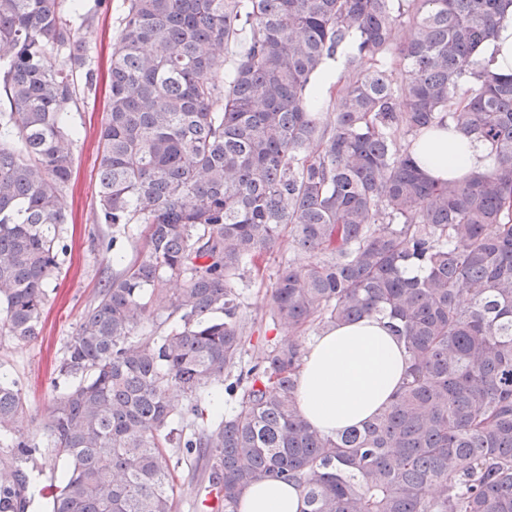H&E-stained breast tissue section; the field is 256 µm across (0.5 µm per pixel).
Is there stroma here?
<instances>
[{
  "label": "stroma",
  "instance_id": "35a3bbf8",
  "mask_svg": "<svg viewBox=\"0 0 512 512\" xmlns=\"http://www.w3.org/2000/svg\"><path fill=\"white\" fill-rule=\"evenodd\" d=\"M121 4L122 0H110L105 9L96 0L79 2L78 15L92 23L90 55L97 83L65 114L66 124L78 136L73 146V176L62 196L67 222L60 227L59 272L51 284L40 335L20 343L0 334V373L21 389L26 413L20 429L38 442L45 439L50 408L58 394L51 383L53 371L84 312L96 301L104 281L143 252L140 226L127 231L101 223L97 197L99 131L106 118L108 67L119 33ZM288 259L300 266L309 261L308 255L297 253L284 241L277 245L266 277L236 283L248 316L256 320L253 344L271 343L287 334L285 328L273 324L264 296L271 284L270 273Z\"/></svg>",
  "mask_w": 512,
  "mask_h": 512
}]
</instances>
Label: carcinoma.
I'll return each instance as SVG.
<instances>
[{
    "mask_svg": "<svg viewBox=\"0 0 512 512\" xmlns=\"http://www.w3.org/2000/svg\"><path fill=\"white\" fill-rule=\"evenodd\" d=\"M64 2L0 0V327L19 342L58 269L63 113L94 81L90 24ZM510 16L512 0H123L98 201L102 223L144 226L145 252L68 342L45 444L0 378V512H28L37 454L65 464L49 512H174L172 448L205 462L210 512H238L263 478L298 487L303 512H512V75L475 68ZM398 26L396 85L382 58ZM336 60L324 114L311 89ZM446 118L491 145L489 171L421 172L411 145ZM284 236L316 260L278 265L273 319L293 333L381 314L409 360L391 402L334 437L300 417L292 338L242 366L234 281ZM149 311L177 327L139 332ZM219 386L238 404L215 421L203 394Z\"/></svg>",
    "mask_w": 512,
    "mask_h": 512,
    "instance_id": "cac0c4a2",
    "label": "carcinoma"
}]
</instances>
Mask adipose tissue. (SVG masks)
Instances as JSON below:
<instances>
[{"label": "adipose tissue", "instance_id": "adipose-tissue-1", "mask_svg": "<svg viewBox=\"0 0 512 512\" xmlns=\"http://www.w3.org/2000/svg\"><path fill=\"white\" fill-rule=\"evenodd\" d=\"M412 156L430 179L447 182L483 172L492 164L491 147L454 122L424 132ZM408 360L378 316L339 324L309 345L296 393L301 418L326 436L370 419L391 400ZM300 493L270 478L251 483L238 512H302Z\"/></svg>", "mask_w": 512, "mask_h": 512}]
</instances>
